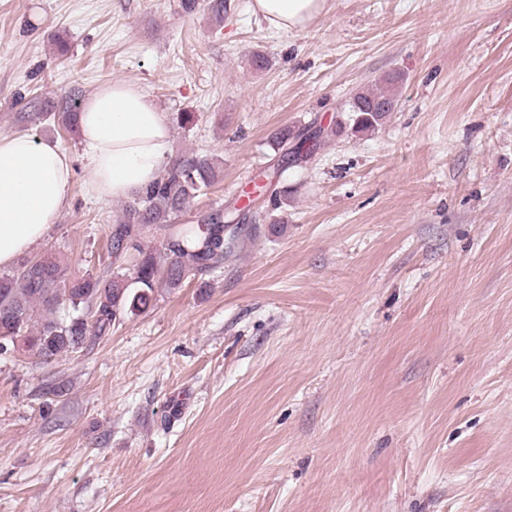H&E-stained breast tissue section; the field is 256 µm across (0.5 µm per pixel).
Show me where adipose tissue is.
Returning <instances> with one entry per match:
<instances>
[{
    "instance_id": "1",
    "label": "adipose tissue",
    "mask_w": 512,
    "mask_h": 512,
    "mask_svg": "<svg viewBox=\"0 0 512 512\" xmlns=\"http://www.w3.org/2000/svg\"><path fill=\"white\" fill-rule=\"evenodd\" d=\"M327 0H250V10L275 30L308 29ZM80 141L99 198L132 196L155 180L171 130L145 90L114 80L103 84L79 113ZM71 156L57 142L26 133L0 136V268L42 241L66 207Z\"/></svg>"
}]
</instances>
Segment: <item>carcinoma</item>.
I'll use <instances>...</instances> for the list:
<instances>
[{
  "mask_svg": "<svg viewBox=\"0 0 512 512\" xmlns=\"http://www.w3.org/2000/svg\"><path fill=\"white\" fill-rule=\"evenodd\" d=\"M397 98L390 90L361 89L350 98L348 107L336 116V133L346 130L364 134L381 127ZM77 106L69 101L62 111L23 112L26 122L51 120L66 131L77 125ZM325 142L324 131L310 134L283 128L274 133L270 145L283 153L288 163L310 160ZM221 170L205 155L188 152L176 157L159 178L131 197L123 206V218L111 231L108 249L120 256L132 249L138 253L134 276L119 273L102 277L74 276L69 265L53 250L38 256L39 262L24 258L12 271L0 275V354L20 347L28 355L52 360L82 351L86 344L109 333L112 324L135 315L152 302L156 285L180 288L187 280L220 267L235 255L242 225L225 232L230 201L213 208L203 227L176 224L190 203L217 182ZM280 169L266 173L273 184L270 195L275 208L288 198L279 186ZM169 230L170 240L162 253L147 250L140 239L155 229ZM69 307L74 315L57 316Z\"/></svg>",
  "mask_w": 512,
  "mask_h": 512,
  "instance_id": "1",
  "label": "carcinoma"
}]
</instances>
